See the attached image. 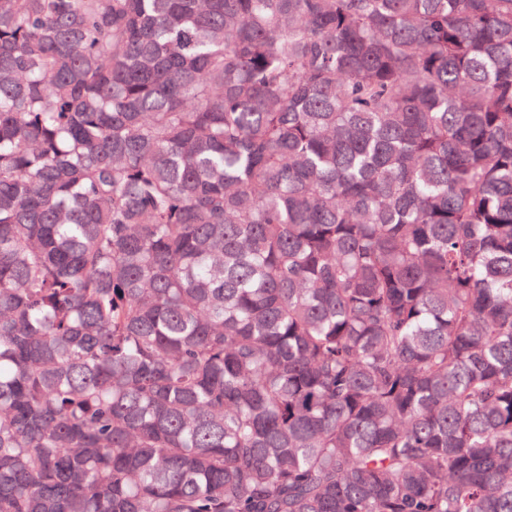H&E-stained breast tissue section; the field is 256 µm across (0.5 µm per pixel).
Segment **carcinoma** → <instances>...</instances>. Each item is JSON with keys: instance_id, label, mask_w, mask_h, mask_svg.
Listing matches in <instances>:
<instances>
[{"instance_id": "carcinoma-1", "label": "carcinoma", "mask_w": 512, "mask_h": 512, "mask_svg": "<svg viewBox=\"0 0 512 512\" xmlns=\"http://www.w3.org/2000/svg\"><path fill=\"white\" fill-rule=\"evenodd\" d=\"M0 512H512V0H0Z\"/></svg>"}]
</instances>
